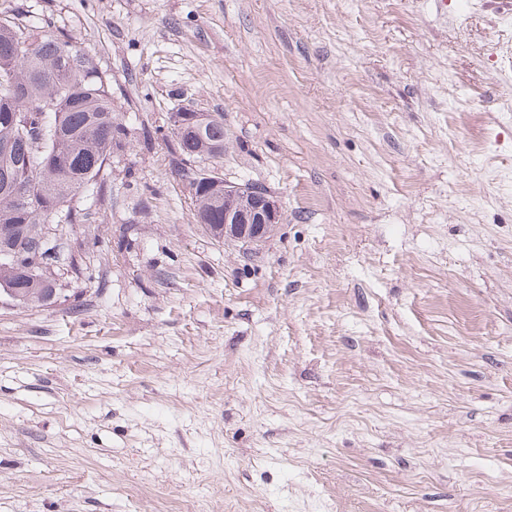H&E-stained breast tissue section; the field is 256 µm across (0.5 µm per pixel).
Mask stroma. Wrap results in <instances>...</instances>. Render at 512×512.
I'll use <instances>...</instances> for the list:
<instances>
[{
	"label": "stroma",
	"instance_id": "stroma-1",
	"mask_svg": "<svg viewBox=\"0 0 512 512\" xmlns=\"http://www.w3.org/2000/svg\"><path fill=\"white\" fill-rule=\"evenodd\" d=\"M127 127L0 300V512H512V0H0ZM282 222L218 241L173 113ZM185 112L193 114L197 125L204 126L208 120V115L201 112H194L190 109L179 112L184 115ZM188 118L181 120L182 125L179 131L173 132L176 137L177 161L180 165L179 172L189 177L192 171V164L201 162L204 159H221L224 156V116L223 114H210V120L204 126L202 132L190 128L191 124Z\"/></svg>",
	"mask_w": 512,
	"mask_h": 512
}]
</instances>
